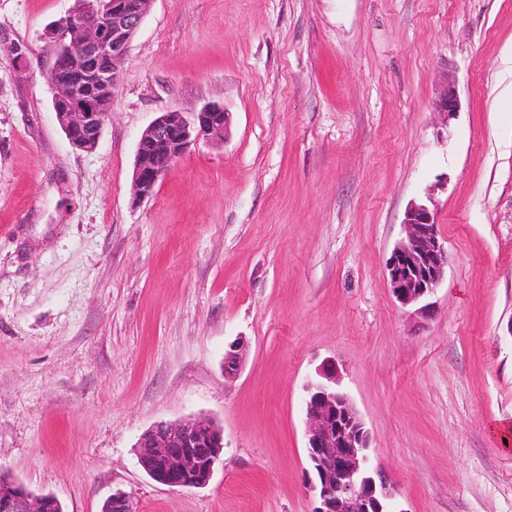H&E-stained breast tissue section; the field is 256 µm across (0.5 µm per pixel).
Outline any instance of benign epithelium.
Segmentation results:
<instances>
[{
  "instance_id": "1",
  "label": "benign epithelium",
  "mask_w": 512,
  "mask_h": 512,
  "mask_svg": "<svg viewBox=\"0 0 512 512\" xmlns=\"http://www.w3.org/2000/svg\"><path fill=\"white\" fill-rule=\"evenodd\" d=\"M151 0H83L81 7L57 21L55 46L47 80L54 89L53 110L69 143L91 151L106 121L102 91L114 90L121 66L140 29ZM105 60L99 67L97 61ZM455 83L446 81L434 101L435 111L449 118L459 112ZM229 113L218 104L204 106L188 120L183 113H161L142 133L136 149L135 199L153 195L168 170L201 138H222ZM431 197L415 201L405 212V238L386 263L392 295L416 307L423 318L433 313L428 298L442 280L448 252L440 238ZM244 343L229 344L224 375L241 368ZM319 379L306 385L304 401L307 455L312 463L309 488L319 506L314 512H392L394 490L384 471L370 464L371 437L350 396L338 388L336 366L327 364ZM139 463L155 482L171 488H204L213 478L224 448L223 433L206 416L183 422H160L140 438ZM0 512H61L51 493L33 494L0 468ZM101 512H134L123 492L108 497Z\"/></svg>"
}]
</instances>
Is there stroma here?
I'll return each mask as SVG.
<instances>
[{
    "instance_id": "35a3bbf8",
    "label": "stroma",
    "mask_w": 512,
    "mask_h": 512,
    "mask_svg": "<svg viewBox=\"0 0 512 512\" xmlns=\"http://www.w3.org/2000/svg\"><path fill=\"white\" fill-rule=\"evenodd\" d=\"M77 5L0 0V468L64 512L117 489L314 512L304 387L330 359L403 512H512V0H152L91 151L46 79ZM212 103L224 138L135 201L143 131ZM428 195L448 266L426 321L386 261ZM199 415L224 435L210 484L151 480L141 435ZM459 107L460 100L455 83L447 79L445 85L435 98V111L444 115L448 119L459 112Z\"/></svg>"
}]
</instances>
